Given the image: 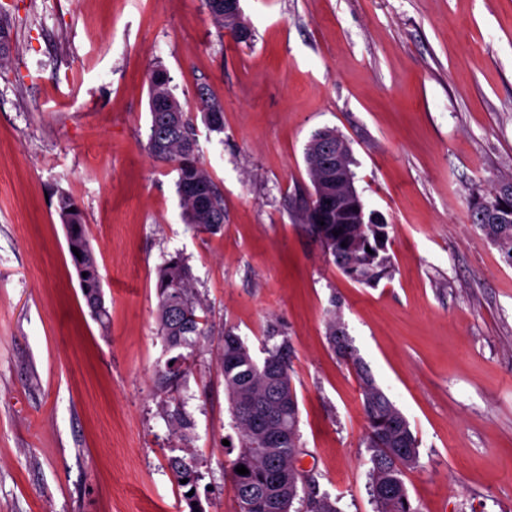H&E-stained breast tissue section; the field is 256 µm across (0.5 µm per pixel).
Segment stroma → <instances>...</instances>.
<instances>
[{
  "mask_svg": "<svg viewBox=\"0 0 512 512\" xmlns=\"http://www.w3.org/2000/svg\"><path fill=\"white\" fill-rule=\"evenodd\" d=\"M234 42L201 0H0V512H185L181 454L154 378L157 270L186 258L215 328L294 358L302 466L341 512H375L355 369L336 310L407 416L416 512H512V263L469 218L512 177V0H241ZM165 68L224 197V232L181 217L173 165L144 148L148 74ZM221 102L209 131L199 88ZM333 128L355 186L389 224L392 279L343 276L298 219L305 146ZM88 225L108 327L92 319L56 211ZM182 395L205 512H237V451L216 341Z\"/></svg>",
  "mask_w": 512,
  "mask_h": 512,
  "instance_id": "stroma-1",
  "label": "stroma"
}]
</instances>
